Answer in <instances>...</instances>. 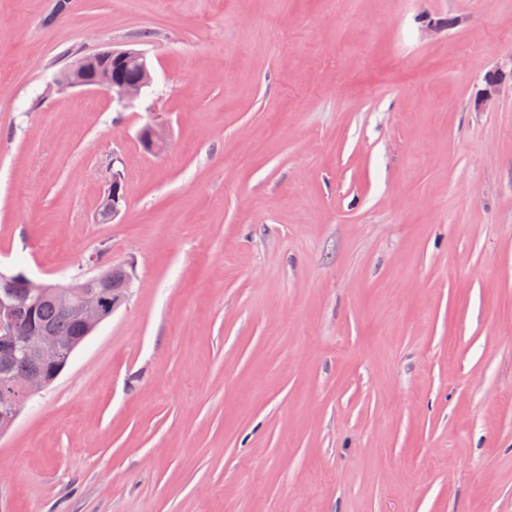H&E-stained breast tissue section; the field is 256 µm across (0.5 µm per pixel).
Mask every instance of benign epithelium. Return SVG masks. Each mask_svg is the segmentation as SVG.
<instances>
[{"label": "benign epithelium", "instance_id": "obj_1", "mask_svg": "<svg viewBox=\"0 0 512 512\" xmlns=\"http://www.w3.org/2000/svg\"><path fill=\"white\" fill-rule=\"evenodd\" d=\"M95 58L112 57L126 59L133 64L135 76L129 79L114 78L100 81H84L77 72L83 69L85 58L70 63L61 71L49 85L51 89H62L63 85L72 88L102 89L112 95L121 106H131L139 100L146 89L152 85L153 77L147 55L140 49H111L93 54ZM484 88L479 93L477 105L487 106L500 93L506 84L512 85V58L503 64L489 70L483 77ZM139 139L143 148L148 152L159 150L163 144V136L159 129L151 124L145 125ZM125 203V190L121 174L112 173V182L101 203L103 219L111 221L121 212ZM16 278L25 282L30 291L40 297H49L56 303L73 309L88 331L93 332L127 300L133 284V277L127 276L123 286L113 288L109 278L100 272L77 280L67 285L37 283L23 274ZM32 315L29 298H0V351L28 352L31 351L42 362L55 366L47 383H52L66 366L62 361L63 354L57 339L46 330L41 334L37 343L30 346L14 340L15 330L21 314ZM29 375H7L0 377V431L8 428L18 416L21 406L27 398L40 391Z\"/></svg>", "mask_w": 512, "mask_h": 512}]
</instances>
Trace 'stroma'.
<instances>
[{
    "label": "stroma",
    "mask_w": 512,
    "mask_h": 512,
    "mask_svg": "<svg viewBox=\"0 0 512 512\" xmlns=\"http://www.w3.org/2000/svg\"><path fill=\"white\" fill-rule=\"evenodd\" d=\"M55 4L0 0V272L134 287L0 512H512V0ZM131 44L134 106L51 90ZM112 57L115 59H126L133 64L135 76L133 78H114L112 80L102 79L100 81H84L77 75V71L83 69L84 61L88 58ZM153 77L149 67L147 55L140 49H111L86 55L72 63L65 70L56 75L50 84V88L62 89L67 84L72 88H95L102 89L112 95V100L120 106H131L139 100L146 89L152 85ZM483 83L484 88L477 99L478 106L486 107L489 105L507 83L510 84L512 91V58L487 71L483 77ZM125 203V190L121 174L112 173V182L101 203V214L106 221L114 220Z\"/></svg>",
    "instance_id": "35a3bbf8"
}]
</instances>
